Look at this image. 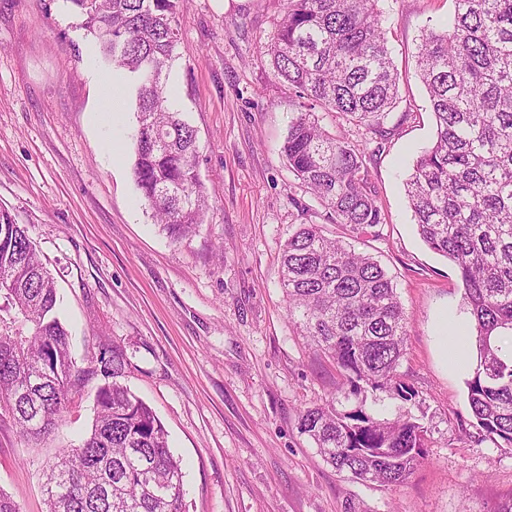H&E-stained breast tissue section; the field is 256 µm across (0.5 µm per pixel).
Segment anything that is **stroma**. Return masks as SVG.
Wrapping results in <instances>:
<instances>
[{"instance_id": "stroma-1", "label": "stroma", "mask_w": 512, "mask_h": 512, "mask_svg": "<svg viewBox=\"0 0 512 512\" xmlns=\"http://www.w3.org/2000/svg\"><path fill=\"white\" fill-rule=\"evenodd\" d=\"M380 23L400 75L386 137L321 115L326 131L364 149L382 210L375 236L351 237L288 170L280 153L296 110L263 50L279 0H186L167 90L198 132L208 197L196 234L171 241L132 175L123 117L102 112L98 49L68 0H0V210L25 225L55 278L78 366L119 345L126 384L155 412L184 463L186 512H489L512 501V449L470 442L468 370L446 354L469 326L458 271L420 239L404 192L435 121L416 73L424 30L449 28L454 0H380ZM320 225L378 259L408 315L406 401L368 393L379 416H412L427 457L398 487L356 482L323 462L297 428L299 409L358 401L336 365L289 322L278 271L297 225ZM94 383L73 395L62 425L29 445L0 418V489L21 512H42L41 487L58 449L94 418Z\"/></svg>"}]
</instances>
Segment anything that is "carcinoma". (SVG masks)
I'll return each mask as SVG.
<instances>
[{"mask_svg": "<svg viewBox=\"0 0 512 512\" xmlns=\"http://www.w3.org/2000/svg\"><path fill=\"white\" fill-rule=\"evenodd\" d=\"M84 18L111 69L135 78L133 177L173 242L203 223L197 131L174 110L166 77L180 40L182 0H66ZM378 0H283L265 46L298 108L282 156L336 223L356 235L381 224L364 155L332 136L318 112H335L387 136L383 119L400 75L379 26ZM452 31L422 34L417 75L436 122L433 145L405 181L417 232L457 267L476 363L465 381L474 443L512 448V0H454ZM280 278L288 319L308 346L345 372L351 393L388 391L401 380L408 317L374 257L301 224L285 242ZM57 288L25 226L0 210V415L29 441L57 428L72 394L98 377L90 432L64 448L43 485L47 512H186L180 458L152 409L124 384L128 362L102 348L92 369L72 358ZM323 460L361 482L397 487L425 460L428 428L358 407L314 403L298 414Z\"/></svg>", "mask_w": 512, "mask_h": 512, "instance_id": "1", "label": "carcinoma"}]
</instances>
